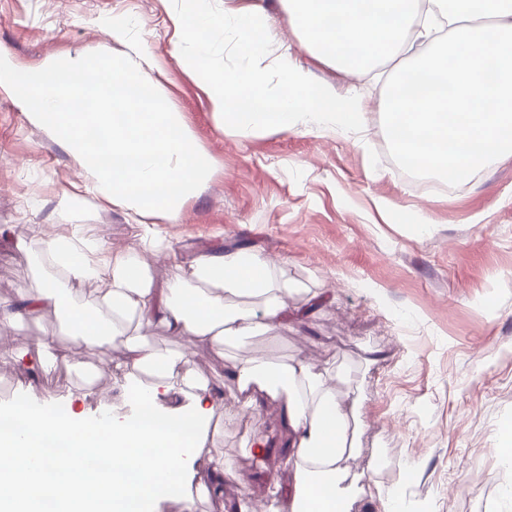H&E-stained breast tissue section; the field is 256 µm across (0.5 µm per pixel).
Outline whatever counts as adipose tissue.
<instances>
[{
	"mask_svg": "<svg viewBox=\"0 0 512 512\" xmlns=\"http://www.w3.org/2000/svg\"><path fill=\"white\" fill-rule=\"evenodd\" d=\"M287 0L296 31L320 61L352 74L406 55L381 103L394 154L417 172L460 182L512 155V0ZM45 257L66 283L18 289L0 301V334L51 311L76 342L101 353L123 348L125 397L134 410L118 420L84 421L26 401L0 407V512H113L173 498L195 512L189 493L215 412L206 380L185 373V350H160L146 331L164 324L189 346L229 341L283 324L288 287L258 251L222 248L199 256L167 288L153 286L139 254L110 253L104 240L56 235ZM103 279L81 296L69 285ZM155 385L141 382V374ZM249 408L281 400L291 433L286 460L299 485L289 512H350L343 485L353 454L349 414L328 378L303 357L273 364L259 357L231 370ZM185 403L160 408L161 392Z\"/></svg>",
	"mask_w": 512,
	"mask_h": 512,
	"instance_id": "adipose-tissue-1",
	"label": "adipose tissue"
}]
</instances>
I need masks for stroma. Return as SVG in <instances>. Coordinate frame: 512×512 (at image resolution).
I'll return each instance as SVG.
<instances>
[{"mask_svg":"<svg viewBox=\"0 0 512 512\" xmlns=\"http://www.w3.org/2000/svg\"><path fill=\"white\" fill-rule=\"evenodd\" d=\"M261 5L274 39L264 65L282 53L312 79L368 107L361 133L304 126L277 134H227L180 53L171 0H0V54L37 68L104 51L132 58L159 86L211 171L183 199L161 242L131 212L87 191L81 158L0 85V300L36 289L56 272L43 263V237L79 227L111 252L142 254L155 286L178 276L175 259L240 245L276 264L289 309L322 294L302 321L197 349L189 370L222 398L210 421L231 463L224 498L196 512H278L293 468L281 408L243 409L227 371L263 356H304L332 377L352 413L356 449L345 463L351 512H379L395 490L402 512H512V464L497 453L512 431V157L452 192L419 191L393 153L381 100L385 82L318 61L295 31L283 0ZM124 22L113 36L114 21ZM389 210H380V203ZM424 215L426 232L412 221ZM55 358L38 364L37 342ZM15 359L0 364V404L26 400L73 407L84 419L130 414L120 353L111 373L81 351L60 317L28 319L11 333ZM267 444L266 457L254 456Z\"/></svg>","mask_w":512,"mask_h":512,"instance_id":"stroma-1","label":"stroma"}]
</instances>
